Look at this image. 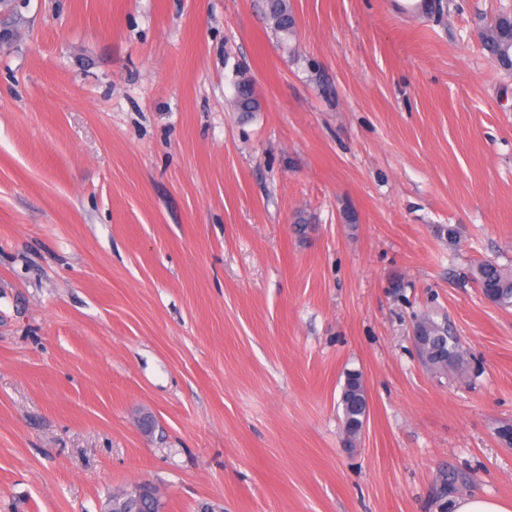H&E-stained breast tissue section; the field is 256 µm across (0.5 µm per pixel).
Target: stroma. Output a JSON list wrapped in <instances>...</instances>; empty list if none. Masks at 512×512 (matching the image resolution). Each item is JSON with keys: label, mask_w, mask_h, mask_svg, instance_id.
I'll use <instances>...</instances> for the list:
<instances>
[{"label": "stroma", "mask_w": 512, "mask_h": 512, "mask_svg": "<svg viewBox=\"0 0 512 512\" xmlns=\"http://www.w3.org/2000/svg\"><path fill=\"white\" fill-rule=\"evenodd\" d=\"M290 3L287 45L262 0L0 5V512H444V471L512 504V309L471 274L512 270V0ZM480 41L487 53L496 59L500 68L512 72V16L503 13L501 20L493 26L482 28ZM511 60V62H509ZM234 109L236 112H258L261 110V103L255 94L253 83L246 76L241 77L236 84ZM425 325L428 338L423 341L420 352H432L443 356L434 361V367L446 369L463 376L466 372L467 357L456 336H453L445 322L437 321L433 315H425L419 319ZM339 405L342 408V431L352 447L360 438L369 415V400L360 372L345 374Z\"/></svg>", "instance_id": "1"}]
</instances>
